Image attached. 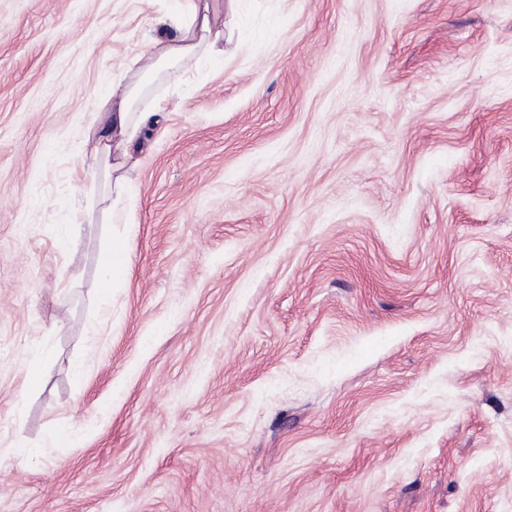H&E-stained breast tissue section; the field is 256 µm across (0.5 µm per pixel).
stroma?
I'll use <instances>...</instances> for the list:
<instances>
[{
  "mask_svg": "<svg viewBox=\"0 0 512 512\" xmlns=\"http://www.w3.org/2000/svg\"><path fill=\"white\" fill-rule=\"evenodd\" d=\"M181 3L0 0V512H512V0H236L71 223ZM217 1L184 0L177 14L159 20L158 25L164 24L173 32L151 39L139 81L130 88L112 87L99 99L84 136L79 166L83 178L100 183L103 200L111 201L103 211L105 215H114L128 197V174L139 164L158 122L159 112L154 109L133 110L144 77L159 66L174 68L190 60L224 54V18L220 22Z\"/></svg>",
  "mask_w": 512,
  "mask_h": 512,
  "instance_id": "35a3bbf8",
  "label": "stroma"
}]
</instances>
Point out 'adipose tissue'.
<instances>
[{"label": "adipose tissue", "instance_id": "ef3b65f1", "mask_svg": "<svg viewBox=\"0 0 512 512\" xmlns=\"http://www.w3.org/2000/svg\"><path fill=\"white\" fill-rule=\"evenodd\" d=\"M218 11L216 0H183L177 14L164 21L167 33L149 42L144 74L223 54L224 24ZM137 93V87L117 86L102 96L84 136L80 173L99 182L109 215L128 197V174L139 164L158 122L155 111H134Z\"/></svg>", "mask_w": 512, "mask_h": 512}]
</instances>
